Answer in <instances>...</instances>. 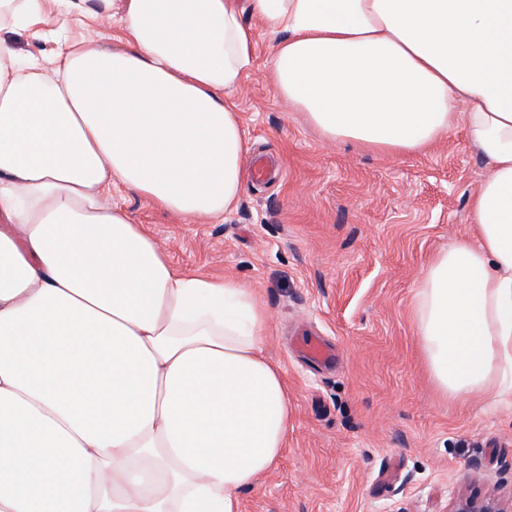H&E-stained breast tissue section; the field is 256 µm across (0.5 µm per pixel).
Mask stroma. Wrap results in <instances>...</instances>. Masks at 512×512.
Masks as SVG:
<instances>
[{
	"label": "stroma",
	"instance_id": "35a3bbf8",
	"mask_svg": "<svg viewBox=\"0 0 512 512\" xmlns=\"http://www.w3.org/2000/svg\"><path fill=\"white\" fill-rule=\"evenodd\" d=\"M234 102L244 169L220 219L185 222L117 187L113 203L180 270L238 279L270 313L266 354L288 384L281 459L240 496L239 512H448L458 492L512 494V406L442 398L417 344L416 282L465 237L489 166L456 126L406 154L329 142L277 98L259 19Z\"/></svg>",
	"mask_w": 512,
	"mask_h": 512
}]
</instances>
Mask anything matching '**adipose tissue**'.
Segmentation results:
<instances>
[{"mask_svg": "<svg viewBox=\"0 0 512 512\" xmlns=\"http://www.w3.org/2000/svg\"><path fill=\"white\" fill-rule=\"evenodd\" d=\"M248 14L326 139L404 154L460 123L488 160L474 239L429 260L413 307L442 395L512 404V0H0V512H239L284 452L254 288L176 270L110 201L236 207ZM81 17L117 43L72 40Z\"/></svg>", "mask_w": 512, "mask_h": 512, "instance_id": "obj_1", "label": "adipose tissue"}]
</instances>
